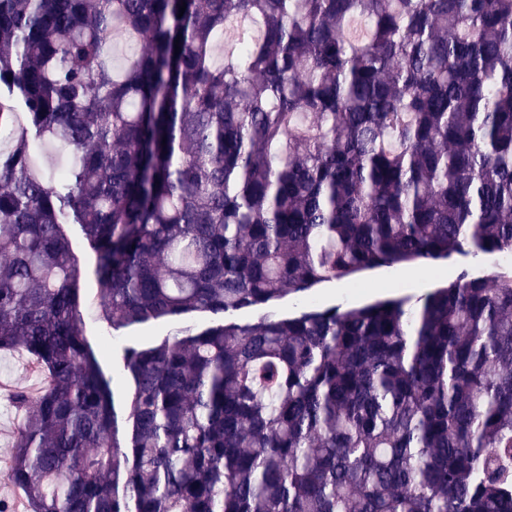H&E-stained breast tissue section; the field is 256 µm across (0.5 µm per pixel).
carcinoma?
I'll list each match as a JSON object with an SVG mask.
<instances>
[{"label":"carcinoma","mask_w":512,"mask_h":512,"mask_svg":"<svg viewBox=\"0 0 512 512\" xmlns=\"http://www.w3.org/2000/svg\"><path fill=\"white\" fill-rule=\"evenodd\" d=\"M1 132L24 512H512V267L128 347L120 417L65 233L114 328L512 250V0H0Z\"/></svg>","instance_id":"cac0c4a2"}]
</instances>
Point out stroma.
<instances>
[{
	"label": "stroma",
	"mask_w": 512,
	"mask_h": 512,
	"mask_svg": "<svg viewBox=\"0 0 512 512\" xmlns=\"http://www.w3.org/2000/svg\"><path fill=\"white\" fill-rule=\"evenodd\" d=\"M81 271V304L85 335L91 346L111 341L103 360L106 372L119 377L126 346L148 347L164 339L198 333L224 324H247L262 317L286 318L309 308H348L386 298H416L455 282L461 276L485 278L503 269L500 254H461L449 259L411 262L365 269L343 279H329L311 288L274 299L266 304L223 313L191 312L174 318L112 328L100 315L94 278L95 257L79 225L67 228ZM40 382L29 356L21 350L0 352V471L8 466L11 443L23 413L9 400L8 389L34 390Z\"/></svg>",
	"instance_id": "1"
}]
</instances>
